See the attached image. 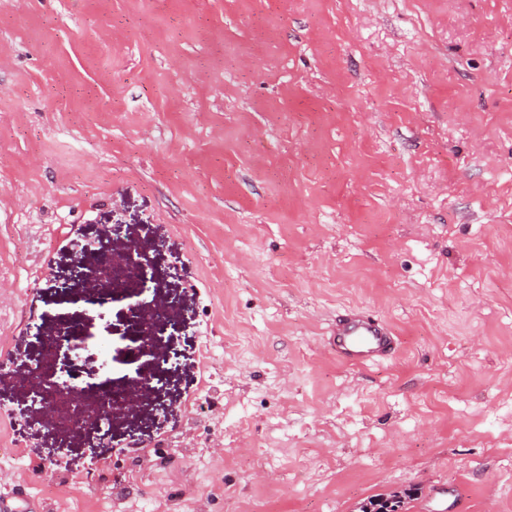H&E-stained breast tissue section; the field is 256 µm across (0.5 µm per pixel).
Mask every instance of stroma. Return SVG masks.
<instances>
[{"label":"stroma","mask_w":512,"mask_h":512,"mask_svg":"<svg viewBox=\"0 0 512 512\" xmlns=\"http://www.w3.org/2000/svg\"><path fill=\"white\" fill-rule=\"evenodd\" d=\"M84 241L147 249L167 310L103 442L20 382ZM349 306L392 356L329 352ZM114 352L69 357L87 403L149 372ZM1 359L38 512H512V0H0Z\"/></svg>","instance_id":"stroma-1"}]
</instances>
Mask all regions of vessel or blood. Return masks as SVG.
Here are the masks:
<instances>
[{
  "mask_svg": "<svg viewBox=\"0 0 512 512\" xmlns=\"http://www.w3.org/2000/svg\"><path fill=\"white\" fill-rule=\"evenodd\" d=\"M331 348L337 358L351 365H368L383 359L393 349L389 327L369 313L352 309L341 315L332 333Z\"/></svg>",
  "mask_w": 512,
  "mask_h": 512,
  "instance_id": "b4317fda",
  "label": "vessel or blood"
}]
</instances>
